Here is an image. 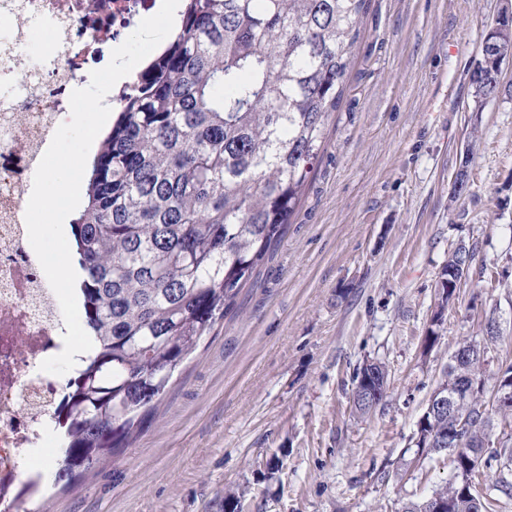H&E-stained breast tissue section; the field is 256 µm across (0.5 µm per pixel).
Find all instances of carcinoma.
Listing matches in <instances>:
<instances>
[{
  "label": "carcinoma",
  "instance_id": "carcinoma-1",
  "mask_svg": "<svg viewBox=\"0 0 512 512\" xmlns=\"http://www.w3.org/2000/svg\"><path fill=\"white\" fill-rule=\"evenodd\" d=\"M178 32L116 101L118 115L92 157L86 202L71 222L84 331L93 342L55 410L72 481L114 459L145 422L173 372L273 251L324 150L361 36L368 0H183ZM512 39L502 12L484 37L470 80L493 95ZM458 377L486 382L467 340ZM455 476L433 495L449 512H491V492L512 495L500 474L474 502L469 474L512 449L491 443V416L475 401ZM448 418L427 417L428 456Z\"/></svg>",
  "mask_w": 512,
  "mask_h": 512
}]
</instances>
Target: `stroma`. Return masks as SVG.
Instances as JSON below:
<instances>
[{"label": "stroma", "instance_id": "stroma-1", "mask_svg": "<svg viewBox=\"0 0 512 512\" xmlns=\"http://www.w3.org/2000/svg\"><path fill=\"white\" fill-rule=\"evenodd\" d=\"M512 0H369L325 152L287 231L115 461L30 512H403L454 475L417 459L457 345L512 365V54L476 104L482 40ZM464 194L454 183L460 169ZM473 254L447 307L439 281ZM441 314L434 346L425 339ZM387 370L355 411V376Z\"/></svg>", "mask_w": 512, "mask_h": 512}]
</instances>
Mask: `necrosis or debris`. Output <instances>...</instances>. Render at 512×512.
I'll return each mask as SVG.
<instances>
[{"label":"necrosis or debris","mask_w":512,"mask_h":512,"mask_svg":"<svg viewBox=\"0 0 512 512\" xmlns=\"http://www.w3.org/2000/svg\"><path fill=\"white\" fill-rule=\"evenodd\" d=\"M155 0H113L112 13H90L88 0H0V503L32 482L58 443L53 409L62 400L55 375L41 372L63 349L58 299L28 240L25 209L33 177L57 127L69 121L85 51L120 43ZM45 33L39 60L26 49Z\"/></svg>","instance_id":"4bbe7bcc"}]
</instances>
